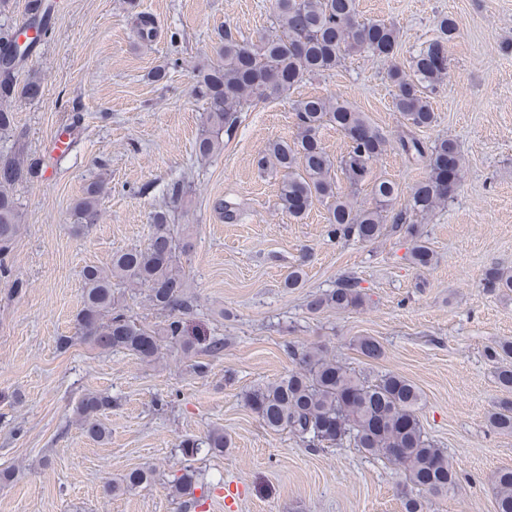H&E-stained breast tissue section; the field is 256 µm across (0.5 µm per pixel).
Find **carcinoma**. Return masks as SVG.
I'll list each match as a JSON object with an SVG mask.
<instances>
[{
  "mask_svg": "<svg viewBox=\"0 0 512 512\" xmlns=\"http://www.w3.org/2000/svg\"><path fill=\"white\" fill-rule=\"evenodd\" d=\"M28 26L40 31L50 14L47 0H28ZM275 33L257 43H245L224 31L218 52L220 62L194 75L193 91L206 102L204 129L194 151L209 159L223 144L222 136H232L241 121V112L253 102L282 95L305 78L331 71L346 55L364 52L394 59L398 53L395 28L360 19L357 0H276ZM456 21L444 17L439 22L443 38L422 48L411 62L412 72L394 63L388 78L395 88L394 107L406 130L398 134L399 149L411 160L427 168V176L415 187L408 206L390 213L401 194L399 186L379 180L372 186L374 204L362 207L339 192L335 167H340L353 187L369 173L373 160L387 147L388 139L367 118L335 97H308L294 103L298 133L288 142L276 140L258 158L257 166L286 171L279 193L280 207L301 218L315 202L327 208L331 235L354 236L365 242L387 232H404L411 238L409 259L427 267L434 253L423 239L417 221L448 202L456 190L464 158L456 141L443 137L431 144L421 141L415 131L436 122L429 95L448 76V56L444 39L451 38ZM16 35L0 33V56L7 63L0 69V132L12 130L13 115L8 101L20 95L36 98L40 84L17 85V68L33 43L12 52ZM330 125L350 142L349 151L334 165L324 150L319 134ZM33 177V166L24 155L0 157V262L20 236L22 213L13 188ZM101 183L87 185L72 208L74 230L80 232L99 221ZM166 195L172 208L152 213L153 227L148 244L112 254L110 265H87L82 271L83 305L76 317V333L102 352L127 351L144 363L160 358L161 339L179 346L188 354L193 344L183 335V316L193 309L187 294L185 271L180 257L188 252V242L172 223L174 210L182 205L185 185L171 183ZM129 288H144L154 307L166 313L160 328L144 325L129 316L118 303L112 280ZM491 287L512 293V272L496 267L487 273ZM364 296L358 282L349 278L316 295L308 304L311 312L326 309L359 308ZM357 350L367 358H377L382 347L372 337L356 341ZM295 370L281 379L251 389L246 405L272 431L289 430L308 448L330 447L343 441L364 453L383 458L403 468L409 489L403 495L404 512H428L430 499L455 490L459 475L448 454L427 437L418 411L422 404L419 388L406 378L386 373L372 380L361 372L329 357L319 346L292 348ZM493 364L497 384L512 392V340H503L486 351ZM112 408V397L88 393L75 413L83 430L92 438L107 436L99 417ZM492 428L512 434V401L493 406ZM184 465L176 477L178 494L193 492L197 471L189 464L200 451L192 438L179 442ZM152 479V472L134 468L121 481L108 486L115 492H130ZM495 512H512V469L497 471L492 482Z\"/></svg>",
  "mask_w": 512,
  "mask_h": 512,
  "instance_id": "obj_1",
  "label": "carcinoma"
}]
</instances>
